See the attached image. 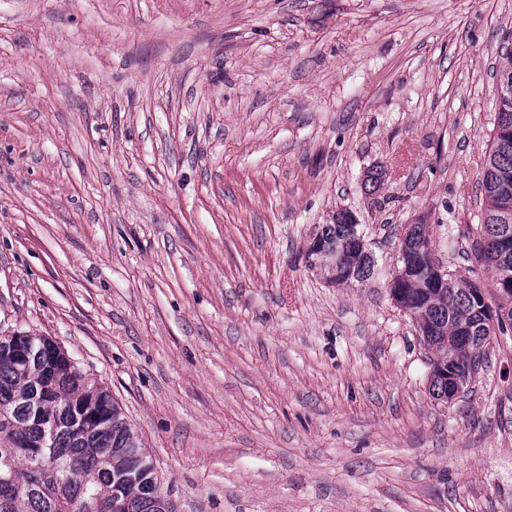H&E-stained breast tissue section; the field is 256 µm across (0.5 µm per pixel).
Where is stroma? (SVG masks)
I'll return each instance as SVG.
<instances>
[{
  "label": "stroma",
  "instance_id": "1",
  "mask_svg": "<svg viewBox=\"0 0 512 512\" xmlns=\"http://www.w3.org/2000/svg\"><path fill=\"white\" fill-rule=\"evenodd\" d=\"M510 39L512 0H0V336L110 390L173 512H512V331L434 399L389 288L411 224L491 282ZM337 210L368 281L306 265Z\"/></svg>",
  "mask_w": 512,
  "mask_h": 512
}]
</instances>
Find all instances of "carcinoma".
Masks as SVG:
<instances>
[{"instance_id": "obj_1", "label": "carcinoma", "mask_w": 512, "mask_h": 512, "mask_svg": "<svg viewBox=\"0 0 512 512\" xmlns=\"http://www.w3.org/2000/svg\"><path fill=\"white\" fill-rule=\"evenodd\" d=\"M496 73L498 95L491 149L480 181L485 200L477 258L491 269V288L512 328V50ZM358 220L338 210L314 227L306 250L309 268L331 283L364 281L373 260L356 241ZM424 225L407 228L412 250L398 267L392 296L436 355L430 394L448 397L449 378L470 383V354L494 329L484 325L479 283L434 269V251L423 244ZM15 343L0 337V512H172L152 462L109 391L79 368L50 338L36 340L32 355L14 357Z\"/></svg>"}]
</instances>
